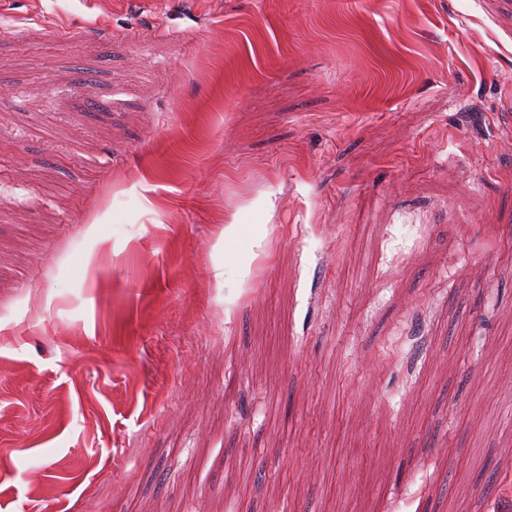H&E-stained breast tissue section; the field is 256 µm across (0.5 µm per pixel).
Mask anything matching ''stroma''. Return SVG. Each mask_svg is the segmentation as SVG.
Segmentation results:
<instances>
[{
	"label": "stroma",
	"instance_id": "1",
	"mask_svg": "<svg viewBox=\"0 0 512 512\" xmlns=\"http://www.w3.org/2000/svg\"><path fill=\"white\" fill-rule=\"evenodd\" d=\"M506 444L512 0H0V512H494Z\"/></svg>",
	"mask_w": 512,
	"mask_h": 512
}]
</instances>
